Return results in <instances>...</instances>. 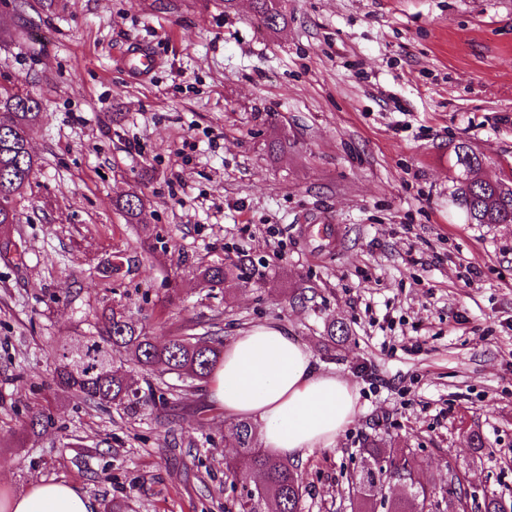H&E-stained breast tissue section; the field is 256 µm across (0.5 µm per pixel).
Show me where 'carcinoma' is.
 <instances>
[{"label": "carcinoma", "instance_id": "carcinoma-1", "mask_svg": "<svg viewBox=\"0 0 512 512\" xmlns=\"http://www.w3.org/2000/svg\"><path fill=\"white\" fill-rule=\"evenodd\" d=\"M283 0H253V11L263 26L275 30L288 21ZM41 102L29 92L0 87V233L18 223L15 203L17 187L31 182L39 165L30 148V131L41 120ZM454 165L465 174L476 171L481 158L470 148L454 150ZM457 198L465 202L466 219L473 224H512V186L490 182L460 181ZM127 222L136 223L142 200L135 192L116 201ZM202 280L214 288L234 275L224 265H207L200 272ZM126 353L128 361L144 372L162 367L178 380L199 386L207 382L221 361L223 341L212 336L185 334L158 345L145 328L138 325L128 308L116 304L97 317L96 333L64 341L52 348L55 362L53 382L59 389L95 407L108 404L136 414L155 404L157 389L136 385L127 373L114 365L112 354ZM50 423L42 411L31 413L22 432L38 435ZM224 440L236 448V455L225 462V474L233 478H258L253 488H243L239 497L224 506V512H262V505L272 504L279 512H300L306 491L297 466L286 459L260 450L259 431L249 420H236L224 430ZM383 442L364 440L360 470L351 478L349 500L352 512H437L433 491L416 478L409 452L399 449L390 456ZM399 483V492L389 496L384 487ZM449 489L467 509V490L462 478L451 472Z\"/></svg>", "mask_w": 512, "mask_h": 512}]
</instances>
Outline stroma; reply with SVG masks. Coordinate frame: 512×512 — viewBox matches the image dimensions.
<instances>
[{"label": "stroma", "instance_id": "1", "mask_svg": "<svg viewBox=\"0 0 512 512\" xmlns=\"http://www.w3.org/2000/svg\"><path fill=\"white\" fill-rule=\"evenodd\" d=\"M285 6L272 31L250 0H0V84L44 107L10 230L24 257H0L1 503L48 481L128 512H224L241 492L207 387L120 352L167 406L129 416L53 386L52 346L116 303L160 342L279 324L354 386L335 447L296 460L301 512H351L370 435L412 451L438 512H455L452 471L469 512L512 500V224L466 220L454 165L463 142L512 182V0ZM134 43L156 60L144 80ZM133 191L130 224L115 202ZM334 320L348 338L330 351ZM33 406L54 425L21 436Z\"/></svg>", "mask_w": 512, "mask_h": 512}]
</instances>
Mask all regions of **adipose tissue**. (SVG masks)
I'll use <instances>...</instances> for the list:
<instances>
[{
	"label": "adipose tissue",
	"instance_id": "1",
	"mask_svg": "<svg viewBox=\"0 0 512 512\" xmlns=\"http://www.w3.org/2000/svg\"><path fill=\"white\" fill-rule=\"evenodd\" d=\"M226 417L259 423L264 449L294 458L331 448L357 411L352 385L317 368L305 344L277 324L252 327L233 337L209 385ZM78 487L43 482L14 496L7 512H93Z\"/></svg>",
	"mask_w": 512,
	"mask_h": 512
}]
</instances>
